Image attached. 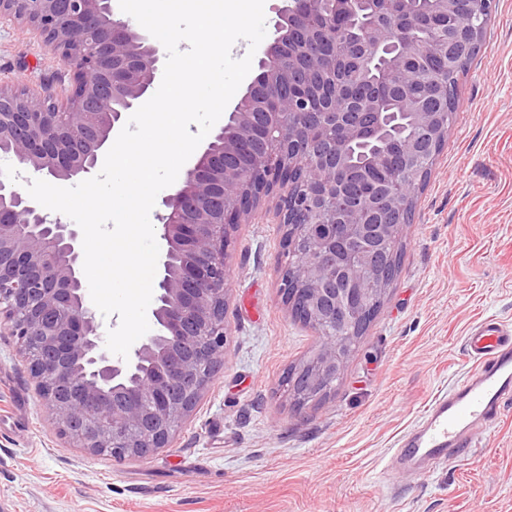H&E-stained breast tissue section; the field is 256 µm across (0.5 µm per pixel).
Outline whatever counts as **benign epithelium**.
Masks as SVG:
<instances>
[{"mask_svg":"<svg viewBox=\"0 0 512 512\" xmlns=\"http://www.w3.org/2000/svg\"><path fill=\"white\" fill-rule=\"evenodd\" d=\"M438 11L479 14L488 0H432ZM280 22L262 50L257 74L242 99L255 104L263 89L271 98L278 81L295 75L291 64L311 57L320 37L336 42V21L311 9L307 0L278 8ZM112 0H0V22L35 30L69 75L64 97L49 91L17 90L0 82V150L15 164L0 177V323L17 337L55 422L79 448L110 451L112 457L146 458L168 447L224 363L228 339L226 310L230 269L226 262L233 233L255 210L250 178L224 166V158L257 136L258 113H233L221 128V144L209 141L186 169L178 188L165 196L161 260L152 315L164 334L147 337L132 358L114 360L103 346L101 322L86 302L80 278L84 257L74 224L48 215L15 185L24 172L69 181L92 173L122 118L114 103L132 109L153 84L160 47L148 33L121 20H108ZM482 24L469 20L429 48L458 66L480 42ZM396 61L389 76L402 81L399 58L414 51L407 30L390 32ZM379 49L372 30L355 46L361 56ZM319 72H345L333 52L316 59ZM311 98L276 102L266 112L268 132L254 157L264 185L288 188L287 169L309 165L313 181L293 203L307 222L289 228L280 294L302 295L309 324L321 329V345L306 365L309 385L341 377L355 351L352 328L365 305L384 291L382 246L401 233L392 221L403 192L374 202L330 208L347 183L349 169L336 148L325 149L306 123ZM409 112L422 138L401 158V183L414 178L420 143L440 135L439 112L416 103ZM362 113L323 112L325 123L343 128L346 139L362 136ZM345 241L361 248L350 251Z\"/></svg>","mask_w":512,"mask_h":512,"instance_id":"obj_1","label":"benign epithelium"}]
</instances>
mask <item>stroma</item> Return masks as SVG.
I'll list each match as a JSON object with an SVG mask.
<instances>
[{
  "instance_id": "1",
  "label": "stroma",
  "mask_w": 512,
  "mask_h": 512,
  "mask_svg": "<svg viewBox=\"0 0 512 512\" xmlns=\"http://www.w3.org/2000/svg\"><path fill=\"white\" fill-rule=\"evenodd\" d=\"M494 2L403 228L399 277L330 393L299 408L282 385L320 338L281 300L270 201L233 234L224 364L169 447L146 459L62 436L0 329V512H512V405L426 478L390 468L400 435L473 369L471 328L512 325V0ZM63 73L35 31L0 24L1 81L56 91Z\"/></svg>"
}]
</instances>
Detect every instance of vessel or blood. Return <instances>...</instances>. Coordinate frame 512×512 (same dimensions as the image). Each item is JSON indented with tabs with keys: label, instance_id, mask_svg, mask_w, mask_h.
Listing matches in <instances>:
<instances>
[{
	"label": "vessel or blood",
	"instance_id": "vessel-or-blood-1",
	"mask_svg": "<svg viewBox=\"0 0 512 512\" xmlns=\"http://www.w3.org/2000/svg\"><path fill=\"white\" fill-rule=\"evenodd\" d=\"M467 348L473 371L432 401L415 429L399 439L397 457L441 462L448 452L463 453L473 444V426L498 423L512 404V326L481 321Z\"/></svg>",
	"mask_w": 512,
	"mask_h": 512
}]
</instances>
